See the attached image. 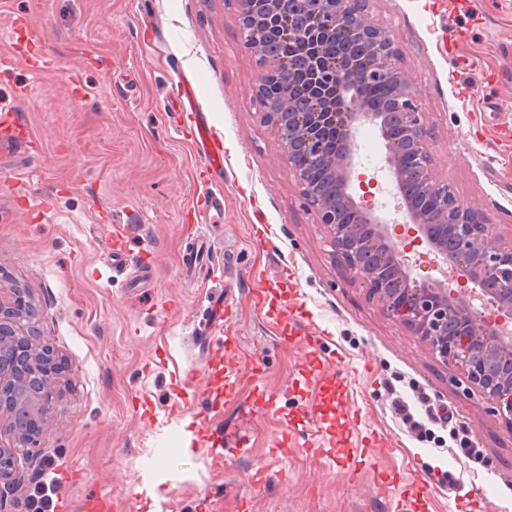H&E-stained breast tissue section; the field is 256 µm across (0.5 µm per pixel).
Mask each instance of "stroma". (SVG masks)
<instances>
[{
	"label": "stroma",
	"instance_id": "35a3bbf8",
	"mask_svg": "<svg viewBox=\"0 0 512 512\" xmlns=\"http://www.w3.org/2000/svg\"><path fill=\"white\" fill-rule=\"evenodd\" d=\"M368 15L402 46L437 177L512 239V151L494 145L512 126V0H370ZM261 72L234 0H0V102L36 141L0 160V286L26 289L61 366L35 442L0 420L18 465L6 512H58L64 493L74 512L91 493L112 512H448L474 485L494 496L484 512H512V426L334 261L255 104ZM185 77L226 146L219 279L182 275L205 163L168 101ZM117 228L129 260L151 256L146 283L113 267ZM293 305L328 343L281 321Z\"/></svg>",
	"mask_w": 512,
	"mask_h": 512
}]
</instances>
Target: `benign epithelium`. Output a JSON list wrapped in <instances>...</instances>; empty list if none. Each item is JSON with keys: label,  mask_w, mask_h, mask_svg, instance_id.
<instances>
[{"label": "benign epithelium", "mask_w": 512, "mask_h": 512, "mask_svg": "<svg viewBox=\"0 0 512 512\" xmlns=\"http://www.w3.org/2000/svg\"><path fill=\"white\" fill-rule=\"evenodd\" d=\"M243 47L263 69L255 92L263 122L274 128L326 233L331 256L368 289L381 312L401 322L429 351L462 371L512 425V240L490 232L483 212L461 201L436 176L429 132L411 83L396 66L397 37L371 23L368 0H235ZM308 10L313 25L289 29V6ZM344 37L347 51L330 44ZM390 87L387 102L373 105L364 88ZM375 127L384 141L388 173L402 202L403 223L434 255L439 275L414 276L398 225L385 217L366 190L380 189L376 177L357 172L356 134ZM481 298L494 304L490 323L474 308ZM26 293L0 289V416L10 430L52 413L57 388L53 351L36 343ZM15 469L11 450L0 448V488Z\"/></svg>", "instance_id": "obj_1"}]
</instances>
